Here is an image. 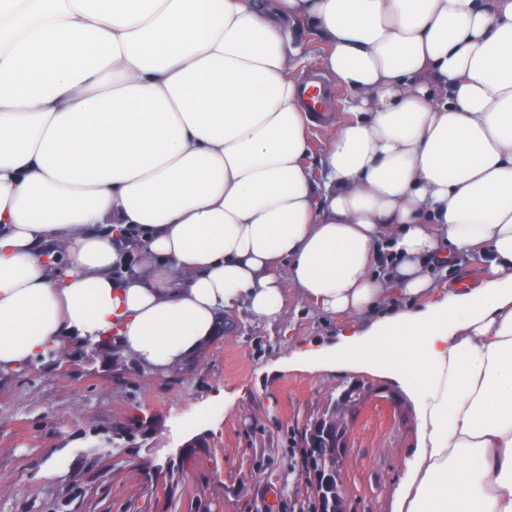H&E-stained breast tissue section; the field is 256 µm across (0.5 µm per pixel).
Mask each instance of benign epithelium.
I'll use <instances>...</instances> for the list:
<instances>
[{"instance_id": "1", "label": "benign epithelium", "mask_w": 512, "mask_h": 512, "mask_svg": "<svg viewBox=\"0 0 512 512\" xmlns=\"http://www.w3.org/2000/svg\"><path fill=\"white\" fill-rule=\"evenodd\" d=\"M356 401V393L347 391L340 395L332 407L307 424L306 439L302 440V467L299 473L305 485H314L325 491L336 487V491L325 495V506L329 512H348L342 483L333 482L340 477L342 466L343 436L345 427L343 412Z\"/></svg>"}]
</instances>
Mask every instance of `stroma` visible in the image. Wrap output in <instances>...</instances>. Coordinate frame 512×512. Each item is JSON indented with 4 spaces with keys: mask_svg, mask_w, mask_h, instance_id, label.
Returning a JSON list of instances; mask_svg holds the SVG:
<instances>
[{
    "mask_svg": "<svg viewBox=\"0 0 512 512\" xmlns=\"http://www.w3.org/2000/svg\"><path fill=\"white\" fill-rule=\"evenodd\" d=\"M341 324L288 300L247 309L195 360L159 374L65 348L0 378V512H293L301 432L349 389L342 482L350 512H391L416 448L417 399L365 368L300 364L298 343L335 350ZM125 428L118 446L105 439ZM188 445L185 461H167ZM65 467L47 474L51 457Z\"/></svg>",
    "mask_w": 512,
    "mask_h": 512,
    "instance_id": "obj_1",
    "label": "stroma"
}]
</instances>
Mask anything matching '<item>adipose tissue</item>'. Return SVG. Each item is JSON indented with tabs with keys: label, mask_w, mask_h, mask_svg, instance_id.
<instances>
[{
	"label": "adipose tissue",
	"mask_w": 512,
	"mask_h": 512,
	"mask_svg": "<svg viewBox=\"0 0 512 512\" xmlns=\"http://www.w3.org/2000/svg\"><path fill=\"white\" fill-rule=\"evenodd\" d=\"M299 22L349 93L314 161ZM289 291L419 400L392 512H512V0H0V373L165 372Z\"/></svg>",
	"instance_id": "1"
}]
</instances>
